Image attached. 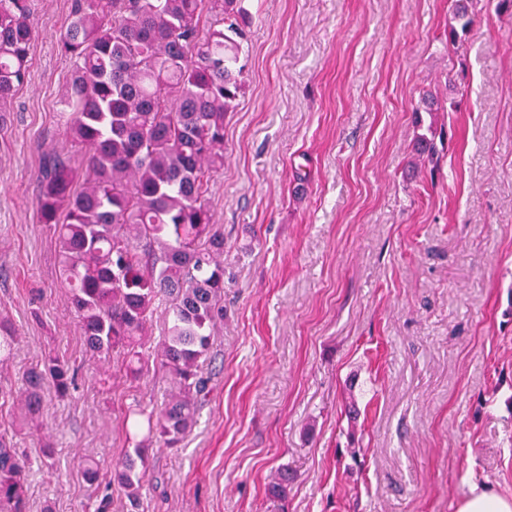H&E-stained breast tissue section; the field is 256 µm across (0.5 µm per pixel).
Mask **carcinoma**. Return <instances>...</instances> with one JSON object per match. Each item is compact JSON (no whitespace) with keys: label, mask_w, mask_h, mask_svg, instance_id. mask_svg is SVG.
Returning <instances> with one entry per match:
<instances>
[{"label":"carcinoma","mask_w":512,"mask_h":512,"mask_svg":"<svg viewBox=\"0 0 512 512\" xmlns=\"http://www.w3.org/2000/svg\"><path fill=\"white\" fill-rule=\"evenodd\" d=\"M245 0H72V19L57 44L75 68L61 102L85 165L48 161L37 197L39 221L54 227L70 302L87 349L121 359L142 374L139 348L159 302L167 328L156 364L174 393L158 410L138 407L127 432L176 448L198 423L208 395L199 370L224 321V227L212 223L207 195L224 169V120L243 94L248 16ZM208 23L207 33L200 27ZM472 24L459 0L448 45L462 49ZM36 38L30 0H0V112L26 81ZM444 136L436 121L416 136L413 153L435 175ZM16 344L0 323V362ZM75 371L47 356L21 380L24 419L41 413V392L70 393ZM146 447L138 442L107 487L137 502L146 482ZM293 476L277 471L268 493L288 495ZM28 484L20 453L0 436V512H25Z\"/></svg>","instance_id":"1"}]
</instances>
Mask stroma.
Masks as SVG:
<instances>
[{
  "label": "stroma",
  "instance_id": "stroma-1",
  "mask_svg": "<svg viewBox=\"0 0 512 512\" xmlns=\"http://www.w3.org/2000/svg\"><path fill=\"white\" fill-rule=\"evenodd\" d=\"M454 5L246 0L244 94L208 195L225 308L210 393L180 447L152 443L133 508L83 465L108 481L134 446L125 412L172 386L85 352L37 216L48 159L84 158L59 105L72 0H32L29 77L0 121V321L18 332L0 379L49 354L80 375L67 399L45 387L29 425L0 399L27 512H453L476 484L512 493V10L473 0L454 53ZM430 91L454 110L417 115ZM433 120L448 138L429 176L412 146Z\"/></svg>",
  "mask_w": 512,
  "mask_h": 512
}]
</instances>
